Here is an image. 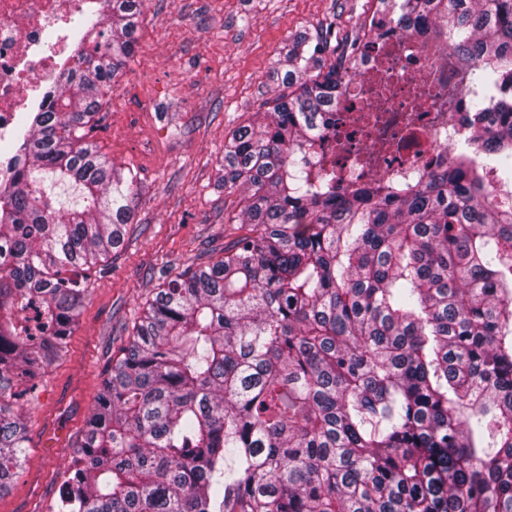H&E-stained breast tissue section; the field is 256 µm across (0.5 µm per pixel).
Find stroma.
Returning a JSON list of instances; mask_svg holds the SVG:
<instances>
[{"label":"stroma","mask_w":512,"mask_h":512,"mask_svg":"<svg viewBox=\"0 0 512 512\" xmlns=\"http://www.w3.org/2000/svg\"><path fill=\"white\" fill-rule=\"evenodd\" d=\"M369 9L368 0H144L138 46L90 134L135 176L132 228L25 409L26 457L0 512H55L93 400L162 272L207 265L247 233L240 192L218 183L219 161L228 134L286 93L278 61L289 37L330 21L357 32Z\"/></svg>","instance_id":"1"}]
</instances>
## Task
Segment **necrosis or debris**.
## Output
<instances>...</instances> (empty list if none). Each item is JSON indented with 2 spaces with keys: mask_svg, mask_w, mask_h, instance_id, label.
<instances>
[{
  "mask_svg": "<svg viewBox=\"0 0 512 512\" xmlns=\"http://www.w3.org/2000/svg\"><path fill=\"white\" fill-rule=\"evenodd\" d=\"M90 0H0V180L23 149L18 121L44 111L85 38ZM368 17L355 74L336 96V126L324 135V167L396 180L430 172L450 154V131L463 128L467 88L451 61L435 53L432 27L412 20L407 32L378 38Z\"/></svg>",
  "mask_w": 512,
  "mask_h": 512,
  "instance_id": "necrosis-or-debris-1",
  "label": "necrosis or debris"
}]
</instances>
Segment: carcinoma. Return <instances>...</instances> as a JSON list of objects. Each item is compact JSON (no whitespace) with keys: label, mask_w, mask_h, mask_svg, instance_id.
<instances>
[{"label":"carcinoma","mask_w":512,"mask_h":512,"mask_svg":"<svg viewBox=\"0 0 512 512\" xmlns=\"http://www.w3.org/2000/svg\"><path fill=\"white\" fill-rule=\"evenodd\" d=\"M141 5L103 0L85 65L30 113L0 189V493L27 443L5 392L59 357L91 271L131 230L133 177L88 131ZM374 13L429 21L465 64L466 151L399 182L315 169L359 36L294 35L288 94L224 144L219 184L243 191L249 232L147 302L58 512H512V194L489 185L512 183V0H374Z\"/></svg>","instance_id":"1"}]
</instances>
